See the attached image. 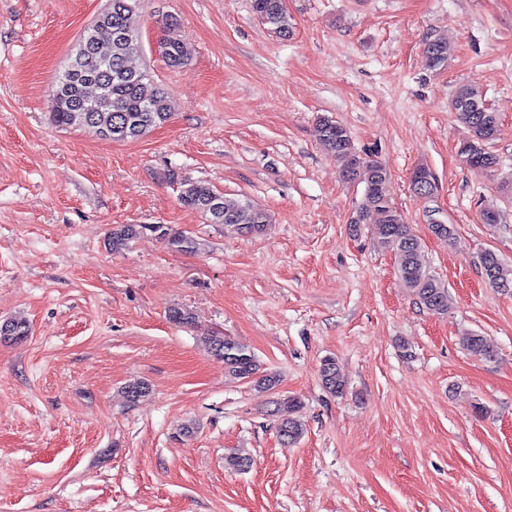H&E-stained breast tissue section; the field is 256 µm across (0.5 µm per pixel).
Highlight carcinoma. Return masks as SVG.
I'll use <instances>...</instances> for the list:
<instances>
[{"label": "carcinoma", "mask_w": 512, "mask_h": 512, "mask_svg": "<svg viewBox=\"0 0 512 512\" xmlns=\"http://www.w3.org/2000/svg\"><path fill=\"white\" fill-rule=\"evenodd\" d=\"M141 0H110L109 6L99 14L98 21L84 30L70 54L69 63L78 69L77 78L62 88L63 96L73 102L67 106L50 99L51 122L60 128L109 129L124 118L148 117L145 125L130 135L133 141L172 116L173 104L167 90L151 83L148 72L129 65V58L141 49L137 17ZM256 17L281 39L293 34V23L285 0H251ZM176 23L165 22L167 34L157 42L158 55L172 69H180L188 60L183 42L174 36ZM448 43L429 40L423 48L427 68L441 70L448 64ZM449 108L457 113L469 130V139L489 145L496 137L499 118L486 103L481 90L473 84L459 86L449 100ZM321 140L336 158L341 177L348 183L363 186L361 201L353 212L350 223L354 228L367 223L375 214L378 221L371 229L379 247L397 257L398 273L417 303L427 311L441 315L448 311V290L421 259V243L405 224L399 210L386 194L390 178L388 167L374 156H361L355 149L349 130L330 117L320 118ZM176 185L178 201L185 207L199 211L208 218L206 204L219 192L198 181L179 176L173 170L166 175ZM218 223L238 234L263 231L269 223L267 213L247 200H224V212ZM168 241L182 251L197 248V242L181 234L172 233L163 224H115L107 234L109 250L120 252L145 232ZM493 276L487 282L494 288H512V265H506L497 253H492ZM29 334L25 321L9 319L0 322V340H22ZM470 354L491 360L496 356L493 343L484 336L467 332L460 338ZM209 353L224 362L225 371L235 379L252 382L267 391L277 387L279 379L272 373L261 372L257 356L250 349L230 337L210 335L204 338ZM319 376L323 388L335 397L345 395V381L339 374L336 359L329 356L321 361ZM146 383L124 388L126 402L133 406L149 393ZM288 409V418L278 426L281 442L291 446L301 438L303 423L294 418L300 412L297 398L282 402Z\"/></svg>", "instance_id": "1"}]
</instances>
